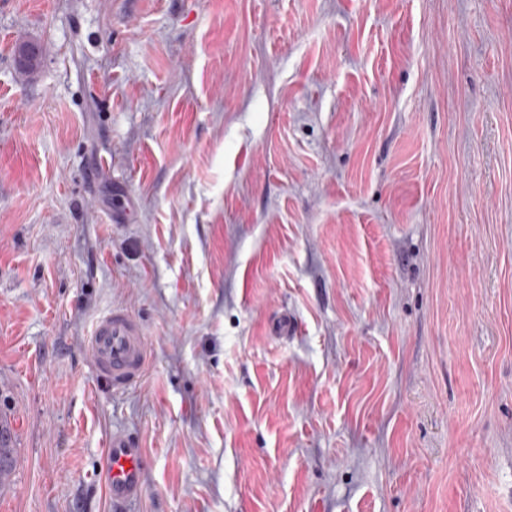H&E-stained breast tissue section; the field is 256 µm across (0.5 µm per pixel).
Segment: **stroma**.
Masks as SVG:
<instances>
[{
	"label": "stroma",
	"mask_w": 512,
	"mask_h": 512,
	"mask_svg": "<svg viewBox=\"0 0 512 512\" xmlns=\"http://www.w3.org/2000/svg\"><path fill=\"white\" fill-rule=\"evenodd\" d=\"M0 420V512H512V0H0ZM88 350L98 378L113 392L139 381L149 354L141 324L120 307H112L94 321ZM16 456L13 448L12 433L0 423V487L4 485L15 469ZM107 488L115 503L134 497L141 489L145 458L126 435H112L108 448Z\"/></svg>",
	"instance_id": "35a3bbf8"
}]
</instances>
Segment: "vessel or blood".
<instances>
[{"label":"vessel or blood","instance_id":"b4317fda","mask_svg":"<svg viewBox=\"0 0 512 512\" xmlns=\"http://www.w3.org/2000/svg\"><path fill=\"white\" fill-rule=\"evenodd\" d=\"M88 350L98 378L115 392L139 381L149 354L141 324L120 307L109 309L94 321ZM144 467L141 449L128 436L113 435L108 449L106 484L114 502H124L140 491Z\"/></svg>","mask_w":512,"mask_h":512}]
</instances>
